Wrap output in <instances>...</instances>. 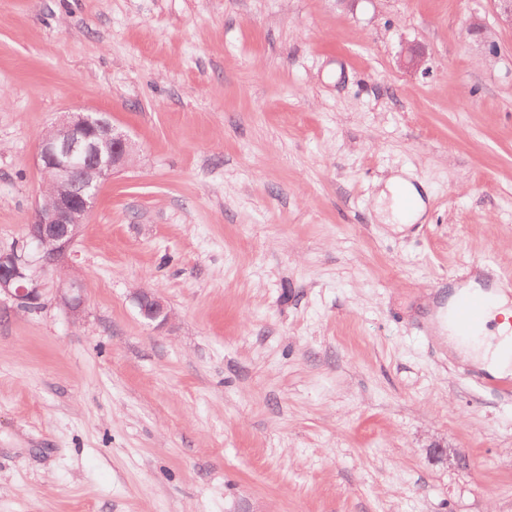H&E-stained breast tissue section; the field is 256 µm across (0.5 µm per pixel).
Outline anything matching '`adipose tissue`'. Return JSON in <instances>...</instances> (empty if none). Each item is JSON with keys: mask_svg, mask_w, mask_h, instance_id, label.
Masks as SVG:
<instances>
[{"mask_svg": "<svg viewBox=\"0 0 512 512\" xmlns=\"http://www.w3.org/2000/svg\"><path fill=\"white\" fill-rule=\"evenodd\" d=\"M418 196L408 180L400 176L391 178L378 199L384 223L412 224L420 220L424 214L422 206L406 210L401 205L402 198ZM487 319L493 329L480 339L461 336L452 322L441 321L440 330L446 335L448 352L494 376L512 373V299L504 293H495Z\"/></svg>", "mask_w": 512, "mask_h": 512, "instance_id": "adipose-tissue-1", "label": "adipose tissue"}]
</instances>
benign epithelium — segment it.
<instances>
[{
  "label": "benign epithelium",
  "mask_w": 512,
  "mask_h": 512,
  "mask_svg": "<svg viewBox=\"0 0 512 512\" xmlns=\"http://www.w3.org/2000/svg\"><path fill=\"white\" fill-rule=\"evenodd\" d=\"M423 51L410 46L400 56L407 69L419 68ZM137 147L130 137L103 117L86 110L60 116L38 142L37 160L42 172L54 177L50 204L37 203L26 238L8 250H0V296L20 307L37 311L42 307L43 288L37 272L55 270L67 257L81 227L88 223L95 206L99 184L129 166ZM82 190L74 193L75 181ZM55 296L71 313L83 305V284L64 277ZM142 317L160 329L170 321L163 298L149 289L135 294Z\"/></svg>",
  "instance_id": "1"
}]
</instances>
